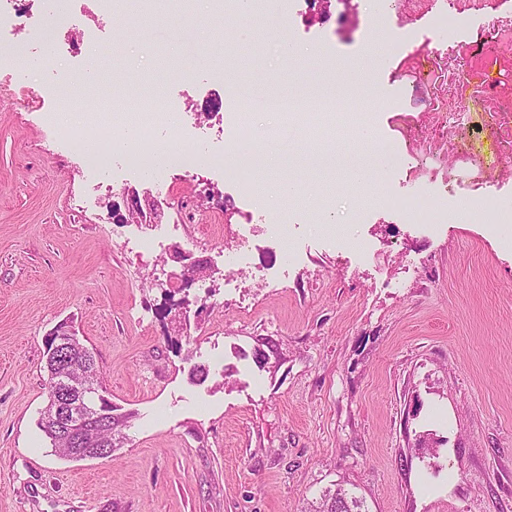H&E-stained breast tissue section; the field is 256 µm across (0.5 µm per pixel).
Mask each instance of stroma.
<instances>
[{"label": "stroma", "mask_w": 512, "mask_h": 512, "mask_svg": "<svg viewBox=\"0 0 512 512\" xmlns=\"http://www.w3.org/2000/svg\"><path fill=\"white\" fill-rule=\"evenodd\" d=\"M86 2L59 0L46 45L33 37L42 0H16L27 19L14 37L30 50L0 70V512H307L335 484L370 512H512V228L490 234L481 213L512 212V152L494 123L468 131L493 177L446 187L407 182L414 158L390 154L404 144L396 111L426 112L433 97L405 88L410 54L431 52L453 85L458 59L489 50L495 99L512 103V43L494 38L512 4L487 0L450 34L370 0L362 20L331 9L275 52L262 38L236 50L248 17L214 31L205 0L179 23L164 0L151 20L137 0L97 15ZM145 78L194 117L221 97L225 136L248 125L255 147L288 158L313 128L341 129L373 177L253 160L254 190L288 235L253 237L238 268L221 252L246 203L203 159L196 223L137 247L139 226L112 223L109 207L150 193L148 173L117 156L114 185L100 186L56 127L63 107ZM301 90L292 115L267 112L269 96ZM288 181L302 194L277 196ZM396 193L431 196L443 223H400L385 206ZM330 208L342 223L325 222ZM177 247L209 274L174 323L160 284L181 270ZM63 321L128 419L111 457L63 459L38 428L44 338Z\"/></svg>", "instance_id": "obj_1"}]
</instances>
